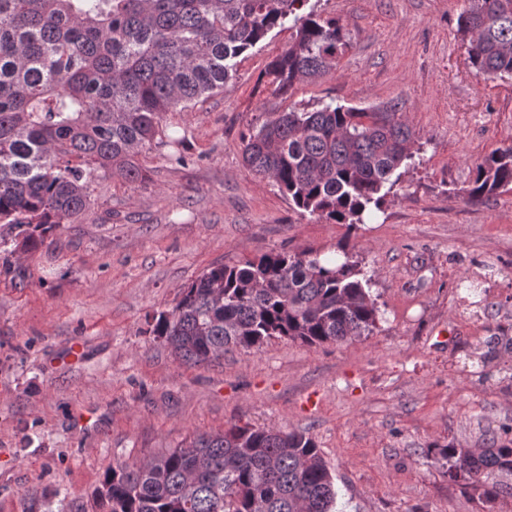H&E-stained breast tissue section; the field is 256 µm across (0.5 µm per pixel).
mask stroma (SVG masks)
I'll use <instances>...</instances> for the list:
<instances>
[{"mask_svg":"<svg viewBox=\"0 0 512 512\" xmlns=\"http://www.w3.org/2000/svg\"><path fill=\"white\" fill-rule=\"evenodd\" d=\"M465 0H306L352 47L332 73L274 93L264 71L293 39L271 31L223 92L168 112L151 179L96 184L78 224L33 253L0 244V512H95L112 465L195 434L253 424L307 432L334 479V512H512L449 483L427 450L512 440V191L471 203L483 156L512 147V80L471 68ZM401 102L412 160L362 224L300 213L243 163L242 137L277 113ZM185 164H176L173 154ZM347 246L379 321L307 346L274 338L204 365L146 331L217 263Z\"/></svg>","mask_w":512,"mask_h":512,"instance_id":"1","label":"stroma"}]
</instances>
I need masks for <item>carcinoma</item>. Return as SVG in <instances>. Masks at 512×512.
Masks as SVG:
<instances>
[{
  "mask_svg": "<svg viewBox=\"0 0 512 512\" xmlns=\"http://www.w3.org/2000/svg\"><path fill=\"white\" fill-rule=\"evenodd\" d=\"M306 0H0V224L26 253L90 209L93 185L150 180L137 162L168 144L166 112L224 90L234 60L277 27L295 30L264 76L273 92L334 71L351 48L336 18L297 13ZM479 77L512 78V0H468L459 18ZM254 173L297 209L330 224L362 223L413 158L398 102H334L281 112L242 139ZM512 190V148L475 167L472 202ZM379 309L358 264L271 250L208 268L175 306L146 319L179 360L201 365L271 338L308 346L370 333ZM448 480L487 501L512 493V441L435 448ZM333 477L312 437L231 424L166 453L119 464L96 492L105 512H332Z\"/></svg>",
  "mask_w": 512,
  "mask_h": 512,
  "instance_id": "cac0c4a2",
  "label": "carcinoma"
}]
</instances>
